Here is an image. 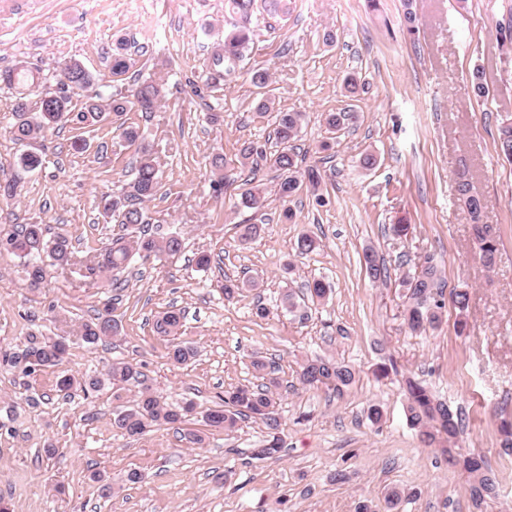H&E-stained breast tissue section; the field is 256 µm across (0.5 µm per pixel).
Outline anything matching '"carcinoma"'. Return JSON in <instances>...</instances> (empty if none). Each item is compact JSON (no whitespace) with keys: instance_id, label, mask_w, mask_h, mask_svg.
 <instances>
[{"instance_id":"cac0c4a2","label":"carcinoma","mask_w":512,"mask_h":512,"mask_svg":"<svg viewBox=\"0 0 512 512\" xmlns=\"http://www.w3.org/2000/svg\"><path fill=\"white\" fill-rule=\"evenodd\" d=\"M224 8L235 19L232 29L224 32L223 52L210 57V84L218 88L236 81L238 64L254 43L256 30L250 26L252 15L265 12L270 16L286 15L289 11L288 0H224ZM74 65L73 80L78 88L86 91L87 102L83 110L74 112L67 95L55 101L39 97L36 106H31L27 95L19 93L13 105L15 122L12 126L13 139L18 143L33 140L44 130L54 128L61 122H73L77 125H94L104 115H112L115 130L129 145L136 147L137 160L134 178L124 191L110 198L100 200L105 217L121 227L138 226L150 223L144 203L151 201L157 193L161 174L154 157L152 145L140 132V128L128 121V113H151L156 111L166 99L167 91L164 80L157 72L168 68V61L157 59L153 62L156 72L144 79H139L132 98L113 95L108 98L94 88V78L78 60ZM40 71L29 66L16 65L0 70V83L7 86L31 87L38 84ZM276 97L269 93L256 94L255 112L260 117L273 120L275 149L267 151L266 145L245 139L239 147L240 164L264 165L276 173L277 194L284 202L303 191L311 193L316 203L325 202L320 193L323 174L316 166H302L303 159L297 152L295 142L305 121L301 112H282L275 106ZM359 120L358 112L343 110L329 112L324 117L326 130L334 134L354 126ZM499 150L506 160L512 162V123L499 129ZM250 187L240 194V206L250 210L263 207L264 195L261 185L249 180ZM462 196L473 225L475 245L479 250L484 266L492 271L499 254V244L493 239L485 238L483 225L478 223L484 207L481 196L473 192V186L466 182L458 189ZM183 239L178 233L165 237H155L146 233L121 236L96 252H87L77 256L72 250L68 237L62 233L49 234L43 224H22L11 228L0 227V250L4 249L26 259V273L30 285L36 287L48 276L59 270L64 271L72 265L79 264L85 268L88 277L95 280L109 277L116 271L126 269L135 255L156 258L175 256L181 252ZM363 261L368 276L374 282H387L389 270L384 260L374 251L364 252ZM440 271L432 264L421 266L414 273H405L401 277V287L406 290L408 305L405 320L414 332L435 330L442 322L445 301L442 294L435 291L439 287ZM330 291V285L322 279L307 284V295L300 296L292 291L282 297V306L289 313L300 312L307 315L306 299H323ZM468 289L454 291V302L459 310L457 331L464 334L467 322L464 312L469 307ZM114 302L109 300L94 319L77 327L81 340L88 345L107 343L120 335L121 325L115 318ZM184 311L172 309L160 315L154 325L157 335L176 337L183 326ZM67 338L40 339L33 336L27 347L19 354L7 353L0 357L14 368H19L26 375L34 374L44 368L61 365L68 355ZM197 355V348L185 342H171L168 359L176 366L191 362ZM258 377L264 382L256 387L241 386L224 391L219 397L220 403L209 407L202 413L205 426L226 433L232 432L239 421L253 418L260 421L267 429L265 444L255 449L259 458H273L282 450L280 416L278 413L279 378L274 376L275 369L261 359L252 361ZM300 382L310 388L325 387L340 395L355 380V372L349 366L333 359H307L300 365ZM112 384L121 386L129 384L137 388L135 397L113 412V425L129 438H139L154 427L181 424L187 416V408L194 404L187 402L182 406H173L156 394L147 376L137 366L127 361H114L103 373L88 374L77 378L72 374L61 372L56 381V389L64 396H71L77 387L84 394L98 391L102 386ZM408 422L415 429L421 440L432 446L448 443L449 461L469 476L470 497L475 507H480L484 498L495 492L496 477L491 473L484 458L475 453L452 454L458 436L463 431L460 413L453 412L449 405L434 399L429 390L419 383L411 382L407 386Z\"/></svg>"}]
</instances>
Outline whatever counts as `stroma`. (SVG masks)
Segmentation results:
<instances>
[{"mask_svg": "<svg viewBox=\"0 0 512 512\" xmlns=\"http://www.w3.org/2000/svg\"><path fill=\"white\" fill-rule=\"evenodd\" d=\"M413 9L419 31L411 35L402 0H291L288 17L254 20L255 44L240 77L215 90L206 79L212 45L224 33V0H0V69L37 66L43 90H57L60 67L76 59L103 95H127L154 58L169 60L165 103L150 118H130L148 134L163 171L146 205L149 229L184 240L167 260L134 258L117 294L110 280H91L80 268L30 287L23 258L0 251V351L21 352L32 336L64 335L70 348L62 369L74 375L105 371L116 359L137 364L167 403L195 404L194 429L224 390L257 385L253 358L275 362L282 384L283 450L256 459L262 423L241 422L229 435L207 431L200 448L167 426L131 439L113 427L112 411L133 391L108 385L66 399L55 387L62 369L26 376L0 364V499L11 512H355L360 501L382 504L391 487L409 492L401 512H512V163L497 146L500 127L512 120V45L500 39L512 0H469L464 10L456 0H414ZM121 41L130 69L116 82L109 64ZM478 67L489 85L484 98L471 90ZM256 70L270 72L278 108L305 113L298 145L307 164L324 172L325 205L306 192L282 205L274 173L263 167L256 176L266 186L265 206L238 209L240 143L273 140L271 123L254 114L249 76ZM351 75L365 83L354 95L345 84ZM14 100V90L0 85V184H18L15 198L0 197V225H47L80 256L111 244L120 229L99 202L130 181L133 148L108 121L79 132L65 123L15 143ZM344 108L358 112L356 126L321 150L324 113ZM211 112L219 122L208 120ZM77 133L90 144L81 155L70 147ZM26 151L41 155L40 167H20ZM366 152L377 157L370 170L358 163ZM215 153L230 169L218 191ZM462 173L485 202L476 221L457 194ZM286 207L294 220L281 219ZM401 221L407 236H392L390 225ZM477 223L499 242L491 274L474 244ZM240 224L262 231L243 244ZM306 233L321 246L301 257L296 244ZM368 248L390 267L387 283L369 280ZM203 251L212 256L206 270L195 265ZM427 261L441 272L447 305L437 329L415 335L404 321L399 278ZM228 277L244 285L231 300L222 291ZM314 278L332 291L310 305L307 319L282 310L283 294ZM462 287L470 292L463 314L451 301ZM115 294L121 334L110 345H87L60 325L63 317L76 325L93 318ZM259 301L273 316L255 315ZM172 307L186 315L181 340L198 350L181 367L169 363L168 342L153 328ZM461 315L463 336L455 330ZM316 356L354 369L343 395L300 384V364ZM382 365L390 372L380 380ZM410 379L461 411V451L481 453L495 473L498 487L480 509L472 507L467 474L409 427ZM372 404L383 411L376 425L366 418ZM132 469L142 479L129 485ZM103 480L112 498L100 497Z\"/></svg>", "mask_w": 512, "mask_h": 512, "instance_id": "obj_1", "label": "stroma"}]
</instances>
